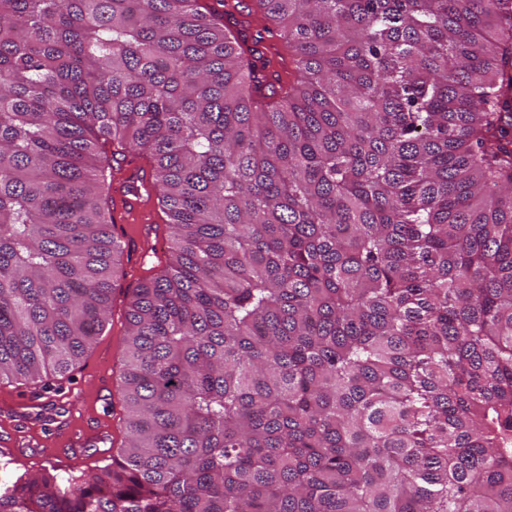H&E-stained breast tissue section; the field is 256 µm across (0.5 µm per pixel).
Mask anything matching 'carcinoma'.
<instances>
[{
  "label": "carcinoma",
  "mask_w": 512,
  "mask_h": 512,
  "mask_svg": "<svg viewBox=\"0 0 512 512\" xmlns=\"http://www.w3.org/2000/svg\"><path fill=\"white\" fill-rule=\"evenodd\" d=\"M0 0V379L65 372L149 158L126 441L0 512H512V0Z\"/></svg>",
  "instance_id": "obj_1"
}]
</instances>
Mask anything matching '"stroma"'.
<instances>
[{"mask_svg": "<svg viewBox=\"0 0 512 512\" xmlns=\"http://www.w3.org/2000/svg\"><path fill=\"white\" fill-rule=\"evenodd\" d=\"M113 235L124 248V274L114 282L107 322L92 348L66 373L50 370L33 381L0 382V438L19 442L11 452L0 451L1 486L22 476L63 481L91 473L124 443L125 408L118 388L131 291L146 278L147 267L167 259L171 240L163 228L146 238L124 227ZM72 433L92 439L63 465L58 455Z\"/></svg>", "mask_w": 512, "mask_h": 512, "instance_id": "stroma-1", "label": "stroma"}]
</instances>
